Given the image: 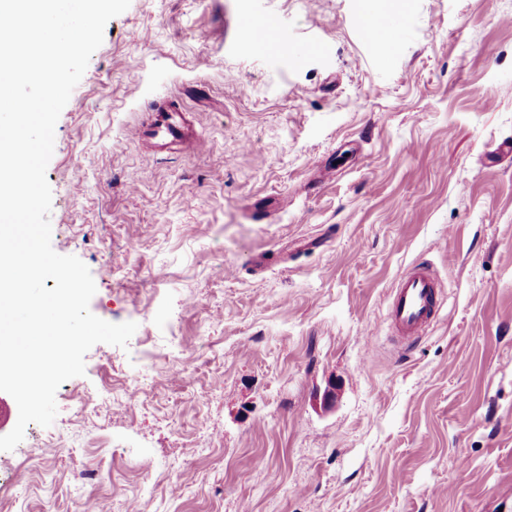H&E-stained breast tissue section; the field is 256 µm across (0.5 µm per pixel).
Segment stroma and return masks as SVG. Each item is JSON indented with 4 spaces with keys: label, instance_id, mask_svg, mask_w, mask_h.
I'll return each instance as SVG.
<instances>
[{
    "label": "stroma",
    "instance_id": "1",
    "mask_svg": "<svg viewBox=\"0 0 512 512\" xmlns=\"http://www.w3.org/2000/svg\"><path fill=\"white\" fill-rule=\"evenodd\" d=\"M358 21L106 24L55 127L51 244L137 330L0 451V512H512V0H407L378 43ZM173 100L198 147L147 155L131 131ZM414 264L445 304L409 347L384 321Z\"/></svg>",
    "mask_w": 512,
    "mask_h": 512
}]
</instances>
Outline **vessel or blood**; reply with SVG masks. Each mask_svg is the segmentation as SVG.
Here are the masks:
<instances>
[{
    "mask_svg": "<svg viewBox=\"0 0 512 512\" xmlns=\"http://www.w3.org/2000/svg\"><path fill=\"white\" fill-rule=\"evenodd\" d=\"M136 140L152 142L159 150L187 154L194 150L196 139L184 124L176 106H168L147 125L137 126ZM439 282L426 266L407 268L398 278L392 291L388 323L406 343L413 344L423 336L432 323L439 303Z\"/></svg>",
    "mask_w": 512,
    "mask_h": 512,
    "instance_id": "1",
    "label": "vessel or blood"
}]
</instances>
